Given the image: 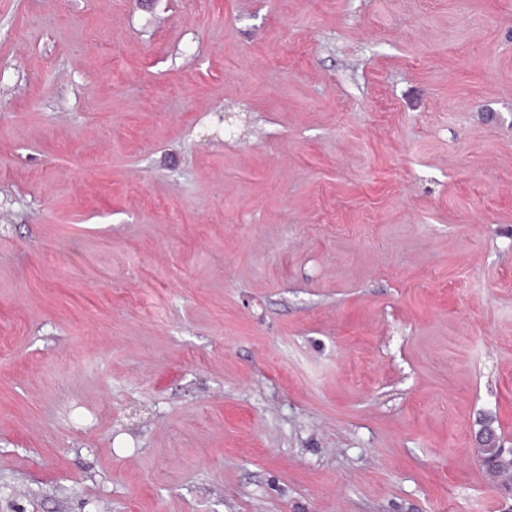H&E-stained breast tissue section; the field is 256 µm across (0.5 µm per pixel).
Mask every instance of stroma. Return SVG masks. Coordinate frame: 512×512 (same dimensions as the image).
<instances>
[{
	"label": "stroma",
	"mask_w": 512,
	"mask_h": 512,
	"mask_svg": "<svg viewBox=\"0 0 512 512\" xmlns=\"http://www.w3.org/2000/svg\"><path fill=\"white\" fill-rule=\"evenodd\" d=\"M487 427L512 0H0V512H512Z\"/></svg>",
	"instance_id": "stroma-1"
}]
</instances>
